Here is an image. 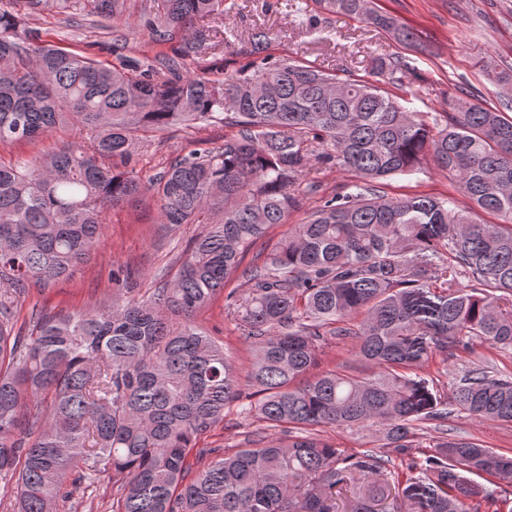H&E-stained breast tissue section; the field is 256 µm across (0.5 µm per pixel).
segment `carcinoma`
Returning <instances> with one entry per match:
<instances>
[{
    "instance_id": "cac0c4a2",
    "label": "carcinoma",
    "mask_w": 512,
    "mask_h": 512,
    "mask_svg": "<svg viewBox=\"0 0 512 512\" xmlns=\"http://www.w3.org/2000/svg\"><path fill=\"white\" fill-rule=\"evenodd\" d=\"M127 2L0 0V145L64 127L80 139L0 163L3 512H56L103 477L116 486L113 512H336L348 485L347 512H480L483 502L512 512V498L474 480L512 487V456L445 430L451 407L512 424V376L478 365L445 392L422 373L477 343L512 351V115L461 97L446 112L411 111L373 83L272 57L259 29L234 75L222 60L195 71L203 22L224 16L228 0L145 3L140 23L158 49L146 69L123 43L107 66L29 26L52 11L127 27ZM312 3L403 47L414 41L373 0ZM369 68L394 81L408 63L373 56ZM484 71L512 90V69L489 57ZM202 123L236 132L145 181L112 165L132 161L139 131ZM429 159L468 204L380 190ZM327 165L361 183L268 240ZM147 194L171 229L202 225L174 277L147 297L40 315L27 336L15 329L27 286L72 276L106 210ZM221 296L251 353L243 374L193 321ZM333 343L350 344L352 359L311 374ZM245 397L240 413L258 422L246 447L196 448ZM429 424L442 436L415 456ZM327 427L366 432L377 449L347 455Z\"/></svg>"
}]
</instances>
